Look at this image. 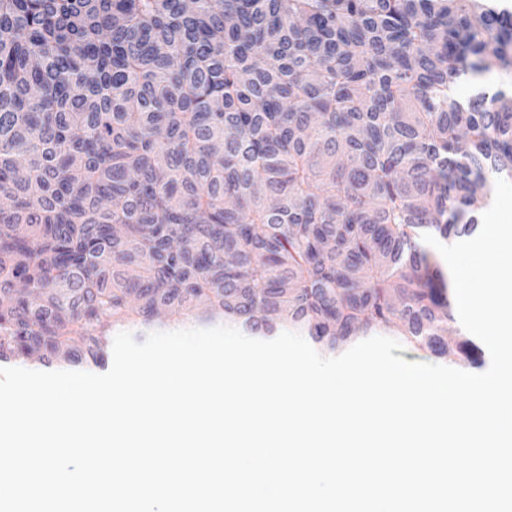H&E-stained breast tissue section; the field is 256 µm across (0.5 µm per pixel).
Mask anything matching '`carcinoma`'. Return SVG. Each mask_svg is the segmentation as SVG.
Here are the masks:
<instances>
[{"mask_svg": "<svg viewBox=\"0 0 512 512\" xmlns=\"http://www.w3.org/2000/svg\"><path fill=\"white\" fill-rule=\"evenodd\" d=\"M490 0H0V363L177 323L479 366L423 235L512 181ZM84 330L70 343L69 325Z\"/></svg>", "mask_w": 512, "mask_h": 512, "instance_id": "carcinoma-1", "label": "carcinoma"}]
</instances>
